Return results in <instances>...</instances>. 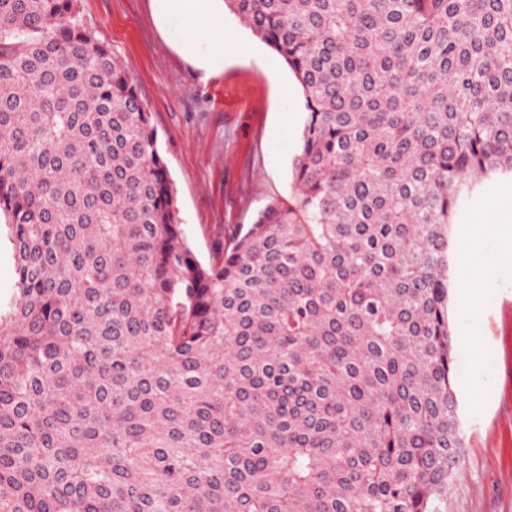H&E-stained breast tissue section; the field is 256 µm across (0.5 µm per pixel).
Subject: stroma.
<instances>
[{"mask_svg":"<svg viewBox=\"0 0 512 512\" xmlns=\"http://www.w3.org/2000/svg\"><path fill=\"white\" fill-rule=\"evenodd\" d=\"M85 23L122 60L158 130L184 238L212 263L222 242L292 188L307 117L296 80L273 50L224 12V67L206 75L182 43L188 17L159 0H79ZM512 174L490 175L459 198L450 230L448 319L465 448L441 512H512ZM477 238L489 261L462 287L461 242Z\"/></svg>","mask_w":512,"mask_h":512,"instance_id":"obj_1","label":"stroma"}]
</instances>
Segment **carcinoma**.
Segmentation results:
<instances>
[{
	"instance_id": "carcinoma-1",
	"label": "carcinoma",
	"mask_w": 512,
	"mask_h": 512,
	"mask_svg": "<svg viewBox=\"0 0 512 512\" xmlns=\"http://www.w3.org/2000/svg\"><path fill=\"white\" fill-rule=\"evenodd\" d=\"M293 72V189L187 245L77 0H0V512H438L448 248L512 172V0H224ZM3 215L0 222V307L10 300L15 283V260L13 246L8 238Z\"/></svg>"
}]
</instances>
